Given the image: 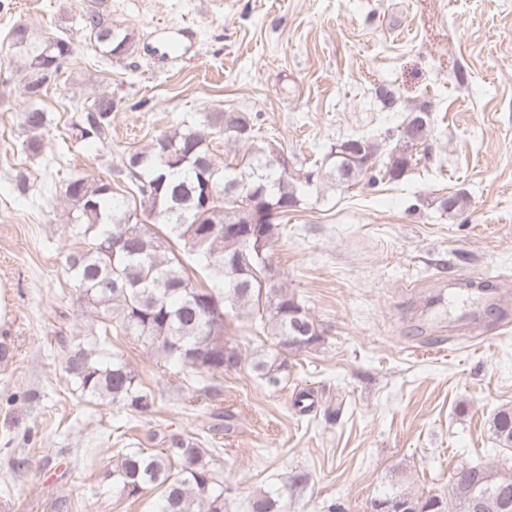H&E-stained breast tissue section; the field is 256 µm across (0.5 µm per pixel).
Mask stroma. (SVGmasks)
<instances>
[{"instance_id": "35a3bbf8", "label": "stroma", "mask_w": 512, "mask_h": 512, "mask_svg": "<svg viewBox=\"0 0 512 512\" xmlns=\"http://www.w3.org/2000/svg\"><path fill=\"white\" fill-rule=\"evenodd\" d=\"M93 0H0V512H154L152 496L118 501L104 476L118 454L194 436L219 449L228 512H249L277 492L285 512H375L380 491L447 495L466 465L508 467L491 420L512 406V327L453 333L460 308L449 281L493 273L512 280V0H105L134 32L127 54L103 57L77 19ZM61 35L74 55L42 95L45 152L22 144L25 61L13 31ZM428 109L432 134L395 182L321 186L280 217L270 263L319 323L323 339L290 357L278 390L246 371L218 377L221 402L171 387L147 346L114 349L159 395L151 413L94 406L75 392L63 361L99 323L65 266L71 176L111 181L122 157L208 112L252 113L260 140L285 152L291 172L321 164L352 133L394 126ZM111 95L103 143L68 140L78 107ZM465 195L462 211L441 200ZM310 392L309 412L295 409ZM233 414L213 432V412ZM28 459L24 474L12 462ZM310 473L290 490L292 472Z\"/></svg>"}]
</instances>
